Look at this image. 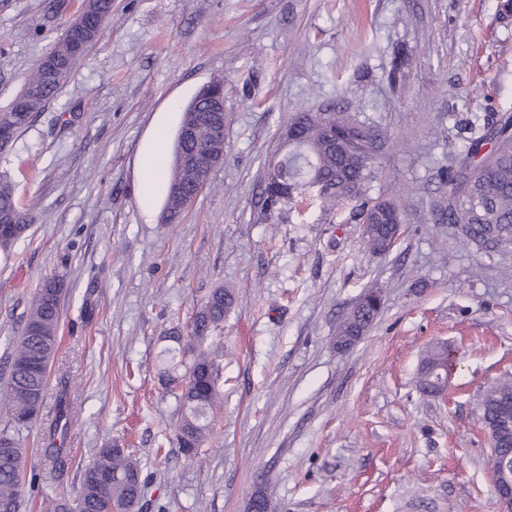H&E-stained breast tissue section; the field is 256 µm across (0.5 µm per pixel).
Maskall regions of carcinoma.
<instances>
[{
    "label": "carcinoma",
    "instance_id": "obj_1",
    "mask_svg": "<svg viewBox=\"0 0 512 512\" xmlns=\"http://www.w3.org/2000/svg\"><path fill=\"white\" fill-rule=\"evenodd\" d=\"M111 15L110 0H88L83 14L80 37L96 42L103 24ZM75 45L65 33L49 51L61 67L51 77L36 72L10 106L0 112V126L8 125L13 136L28 127L34 114L66 85L79 58ZM291 143L278 160L280 175L288 190L273 188L274 173H269L262 197L265 219L284 218L285 208L296 197L315 193L324 219L333 223L337 212L349 202L350 219L363 224V240L372 253H385L401 230L403 213L390 201H372L364 197V186L372 179L374 159L379 150V135L347 112H298L287 126ZM467 146L440 173L448 184V204L437 209L436 221L454 226L468 246L480 252H504L512 246V115L503 114L482 125L465 123ZM209 143V132L197 128L191 140L177 141L176 157L170 181L188 190L195 188L190 157ZM0 250L7 251L27 230L28 215L16 197L13 185L0 178ZM64 297V285L57 278L43 281L27 310L22 336L14 346L7 381L0 386V401L5 404L11 423L27 426L36 417L49 384L51 360L58 345V328ZM234 304L233 293L213 289L195 314L192 332L180 351L191 355V365L182 376L169 377V384L181 388L186 408L175 427L180 448L191 459L197 457L208 432L207 415L217 403L220 392L219 364L209 333L224 322ZM380 309V292L370 289L359 298L336 328L339 344L368 330ZM457 373V359L445 343L432 345L420 361L418 382L422 390L438 381L451 386ZM70 381L59 380L57 412L45 436L41 455L52 469L63 471L72 459L64 448L70 419ZM481 421L489 425L504 419L511 426L498 437L499 454H512V378L499 381L481 395ZM23 448L8 431L0 432V512H21L24 500ZM145 482L141 469L125 449L101 448L83 467L79 487L73 494H62L47 503L46 512H134L143 499Z\"/></svg>",
    "mask_w": 512,
    "mask_h": 512
}]
</instances>
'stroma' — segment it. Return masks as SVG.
Wrapping results in <instances>:
<instances>
[{"instance_id":"stroma-1","label":"stroma","mask_w":512,"mask_h":512,"mask_svg":"<svg viewBox=\"0 0 512 512\" xmlns=\"http://www.w3.org/2000/svg\"><path fill=\"white\" fill-rule=\"evenodd\" d=\"M0 0V109L19 94L79 0ZM506 0H112L68 83L0 152L31 225L0 255V378L26 307L48 278L67 294L36 421L14 429L37 485L26 512L76 489L99 448L129 449L148 481L142 512H500L478 399L512 375V251L477 253L434 223L438 169L462 120L512 113ZM224 84V163L179 223L164 221L169 167L139 166L149 136L173 156L183 108ZM337 108L384 147L367 197L399 204L393 250L366 252L348 211L327 223L310 196L284 220L258 204L293 113ZM152 182L151 204L142 185ZM384 306L337 350L364 290ZM236 302L213 332L224 401L201 459L173 427L165 349L216 287ZM460 361L446 395L421 391L423 352ZM69 378L73 463L42 460V429Z\"/></svg>"}]
</instances>
